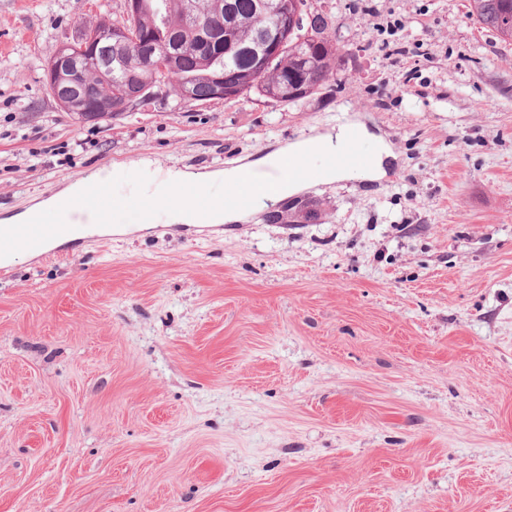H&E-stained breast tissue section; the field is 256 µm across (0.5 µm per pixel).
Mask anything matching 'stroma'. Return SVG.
<instances>
[{
    "label": "stroma",
    "instance_id": "stroma-1",
    "mask_svg": "<svg viewBox=\"0 0 512 512\" xmlns=\"http://www.w3.org/2000/svg\"><path fill=\"white\" fill-rule=\"evenodd\" d=\"M336 82L81 123L43 81L124 0H0V220L104 170L244 166L337 128L380 172L220 232L0 271V512H512V44L466 0H309ZM402 22L395 34L387 24Z\"/></svg>",
    "mask_w": 512,
    "mask_h": 512
}]
</instances>
